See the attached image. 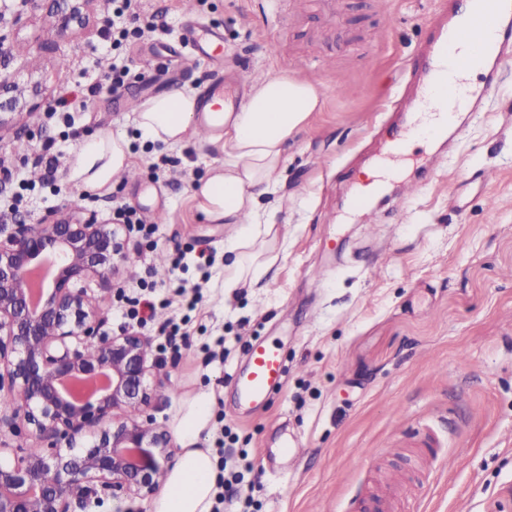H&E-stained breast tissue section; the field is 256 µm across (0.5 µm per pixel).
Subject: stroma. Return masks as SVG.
Segmentation results:
<instances>
[{
  "label": "stroma",
  "instance_id": "1",
  "mask_svg": "<svg viewBox=\"0 0 512 512\" xmlns=\"http://www.w3.org/2000/svg\"><path fill=\"white\" fill-rule=\"evenodd\" d=\"M139 0L155 16L149 36L113 46L106 34L112 0H93L88 25L59 30L41 11L0 0V35L13 49L0 73L34 104L0 134L10 170L0 199L19 194L34 224L48 213L85 222L113 220L116 206L164 216L151 237L128 235L127 258L88 295L101 331L122 334L116 308L140 279L160 281L162 305L140 327L158 364L157 395L144 419L173 431L196 393L213 398L203 447L233 438L245 460L258 512H353L370 481L430 476L401 512H512V63L480 114L448 138L415 141L420 162L438 169L423 192L389 195L377 217L349 206L364 167L383 156L387 111L402 93L401 73L423 50L448 0H340L336 26L321 0H295L273 16L269 0H189L221 34L227 96L245 100L251 83L279 68L306 69L325 92L322 107L288 142L273 263L253 288L225 295L224 245L231 224L197 218L191 194L210 157L187 143L162 147L133 124L128 98L194 91L205 97L210 67L181 45L184 3ZM67 67H60V58ZM130 72L120 92L101 82L115 58ZM99 84L86 111L47 119L64 91ZM108 129L130 141L135 178L83 196L66 180L71 151ZM57 158L47 179L35 155ZM163 169L153 170L160 158ZM485 172L487 180L476 179ZM185 254L179 276L201 299L165 287L160 257ZM329 270L319 279L320 270ZM280 343L288 358L283 389L258 413L236 410L230 376L251 341ZM304 452L284 458L292 440ZM69 512H149V500L100 491L68 495Z\"/></svg>",
  "mask_w": 512,
  "mask_h": 512
}]
</instances>
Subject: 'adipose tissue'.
<instances>
[{
	"label": "adipose tissue",
	"mask_w": 512,
	"mask_h": 512,
	"mask_svg": "<svg viewBox=\"0 0 512 512\" xmlns=\"http://www.w3.org/2000/svg\"><path fill=\"white\" fill-rule=\"evenodd\" d=\"M320 85L298 80L287 69L255 81L235 112L201 111L196 94L171 92L143 102L134 114L142 137L173 146L195 139L216 153L206 178L193 192L197 213L237 231L224 249V290L254 285L266 270L258 256L275 228V214L261 209L262 195L276 193L289 139L319 109ZM125 135L104 130L70 153L67 180L84 191H106L116 175L135 167ZM212 413V398L198 393L178 418V462L150 512H211L218 480L211 449L199 447Z\"/></svg>",
	"instance_id": "obj_1"
}]
</instances>
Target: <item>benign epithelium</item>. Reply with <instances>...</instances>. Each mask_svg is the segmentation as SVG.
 Instances as JSON below:
<instances>
[{
	"mask_svg": "<svg viewBox=\"0 0 512 512\" xmlns=\"http://www.w3.org/2000/svg\"><path fill=\"white\" fill-rule=\"evenodd\" d=\"M41 1L64 29L89 20L92 0L20 4ZM121 228L55 219L17 224L0 239V391L11 399L0 410V438L24 433L46 446L36 455L19 447L0 461V512H69V491L98 486L144 499L169 470L170 435L129 416L151 400L148 339L99 335L97 309L81 287L108 280L125 258ZM49 260L53 271L36 297L29 277Z\"/></svg>",
	"mask_w": 512,
	"mask_h": 512,
	"instance_id": "7a95c632",
	"label": "benign epithelium"
}]
</instances>
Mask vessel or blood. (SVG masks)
Instances as JSON below:
<instances>
[{"mask_svg": "<svg viewBox=\"0 0 512 512\" xmlns=\"http://www.w3.org/2000/svg\"><path fill=\"white\" fill-rule=\"evenodd\" d=\"M213 36L211 28L200 25L189 29L183 42L196 60L209 63L213 57L207 47ZM511 60L512 0H448L447 11L433 23L427 54L412 65L417 88L399 101L408 120L393 137L390 156L400 158L409 153L412 139L422 131L418 116L434 114L435 130L453 128L461 113L473 111L495 87L500 69ZM472 71L478 72V83L464 86L462 75ZM285 374L280 346H252L245 369L233 378L238 404L262 408L278 391ZM407 493L403 482L390 484L379 496L374 512H397V503Z\"/></svg>", "mask_w": 512, "mask_h": 512, "instance_id": "1", "label": "vessel or blood"}]
</instances>
